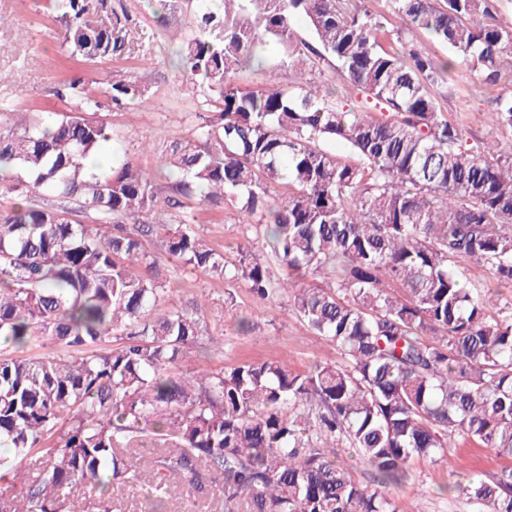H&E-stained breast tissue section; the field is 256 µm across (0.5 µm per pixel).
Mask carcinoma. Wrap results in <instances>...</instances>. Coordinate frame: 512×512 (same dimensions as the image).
<instances>
[{
  "label": "carcinoma",
  "mask_w": 512,
  "mask_h": 512,
  "mask_svg": "<svg viewBox=\"0 0 512 512\" xmlns=\"http://www.w3.org/2000/svg\"><path fill=\"white\" fill-rule=\"evenodd\" d=\"M498 0H387L407 31L453 57L439 62L353 0H185L191 33L175 66L203 88L208 113L169 141L166 176L130 160L90 171L112 142L89 117L145 91L112 74L107 99L80 80L63 112L24 124L0 104V345L37 336L55 349L0 353V512H68L73 489L110 512L112 484L153 473L154 490L184 501L222 481L243 512H395L385 488L417 457L447 459L466 436L512 458V307L479 293L458 269L488 268L512 284V153L467 147L434 89L448 68L486 86L512 82V27ZM67 57L125 53L128 17L108 0H46ZM308 23L310 40L292 20ZM362 102L304 81L314 59ZM291 71L288 88L256 91L238 70ZM492 125L512 127V94ZM346 143L357 163L327 141ZM288 196L271 203L278 187ZM231 203L245 225L229 261L196 227L197 206ZM93 216L85 224L73 212ZM167 259L264 302L288 292L294 313L340 352L338 364L295 372L282 360L174 374L208 336L204 305L162 303ZM288 268L271 275L263 251ZM320 273L328 287L305 284ZM407 296L396 295L392 286ZM115 345H110V342ZM353 449L377 485L356 481L332 449ZM138 463H130V455ZM37 456L32 473L15 464ZM456 489L482 512H512V469Z\"/></svg>",
  "instance_id": "cac0c4a2"
}]
</instances>
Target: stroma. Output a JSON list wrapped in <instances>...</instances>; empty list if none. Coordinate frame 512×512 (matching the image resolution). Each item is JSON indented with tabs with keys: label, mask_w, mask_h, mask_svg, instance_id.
<instances>
[{
	"label": "stroma",
	"mask_w": 512,
	"mask_h": 512,
	"mask_svg": "<svg viewBox=\"0 0 512 512\" xmlns=\"http://www.w3.org/2000/svg\"><path fill=\"white\" fill-rule=\"evenodd\" d=\"M112 5L125 9L131 18L128 50L121 57L90 64L60 57L61 27L41 0H0V14L9 18L8 25L0 29V101L12 103L20 112H59L64 108L55 95L60 85L78 78L102 94L112 71H122L145 89L147 101L101 111V118L112 127V154L131 158L154 172L161 166L166 142L190 133L198 114L206 110L203 92L195 90L190 78L170 64L172 53L189 35V18L179 0H169L159 15L147 0H112ZM446 81L448 91L440 100L441 108L468 143L479 146L493 138L502 149L512 151V128L494 129L487 123L495 89L484 87L475 76L463 82L452 73ZM198 216L199 232L215 248L228 253L241 242L243 227L236 223L233 207L203 206ZM166 274V301L206 299L207 332L224 339L223 350L197 349L181 363V370L282 359L302 372L317 363L341 360L336 348L316 336L292 311L287 296L267 302L266 316L255 317L251 332L242 333L237 329L238 318L253 315L257 307L248 288L236 286L235 300L228 305L224 280L191 269L170 268ZM448 456L445 463L414 459L409 479L388 489L396 512H480L464 495L445 493V486L470 476L488 480L512 468L511 458L459 436L452 438Z\"/></svg>",
	"instance_id": "stroma-1"
}]
</instances>
